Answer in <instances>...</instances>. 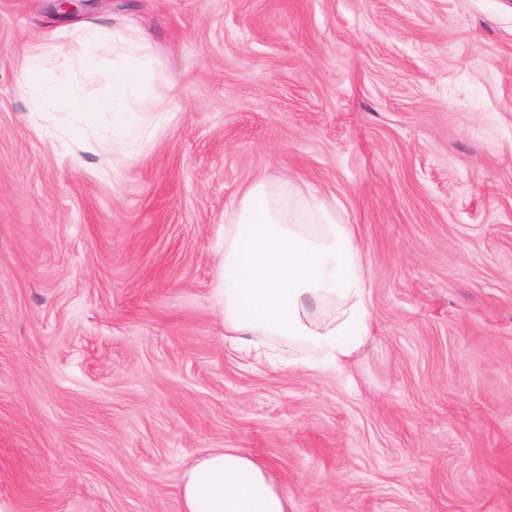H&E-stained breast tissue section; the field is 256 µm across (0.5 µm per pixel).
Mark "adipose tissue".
<instances>
[{"label":"adipose tissue","mask_w":512,"mask_h":512,"mask_svg":"<svg viewBox=\"0 0 512 512\" xmlns=\"http://www.w3.org/2000/svg\"><path fill=\"white\" fill-rule=\"evenodd\" d=\"M224 339L239 349L272 342L349 370L374 339L365 268L351 225L335 205L259 178L224 226ZM181 512H293L271 465L215 448L182 474Z\"/></svg>","instance_id":"ef3b65f1"}]
</instances>
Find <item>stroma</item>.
<instances>
[{"instance_id": "1", "label": "stroma", "mask_w": 512, "mask_h": 512, "mask_svg": "<svg viewBox=\"0 0 512 512\" xmlns=\"http://www.w3.org/2000/svg\"><path fill=\"white\" fill-rule=\"evenodd\" d=\"M74 22L147 38L131 147L33 128L23 49ZM260 177L353 227V371L224 341ZM224 447L293 512H512V0H0V512H180Z\"/></svg>"}]
</instances>
